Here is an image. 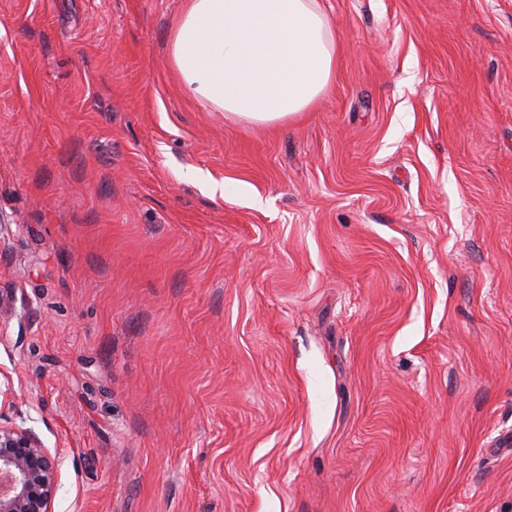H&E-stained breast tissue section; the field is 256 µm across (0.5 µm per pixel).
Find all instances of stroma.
<instances>
[{
    "instance_id": "35a3bbf8",
    "label": "stroma",
    "mask_w": 512,
    "mask_h": 512,
    "mask_svg": "<svg viewBox=\"0 0 512 512\" xmlns=\"http://www.w3.org/2000/svg\"><path fill=\"white\" fill-rule=\"evenodd\" d=\"M186 0H0L4 412L53 512H512V0H319L247 126ZM170 56L185 93L247 125L282 123L325 91L332 22L316 0H186Z\"/></svg>"
}]
</instances>
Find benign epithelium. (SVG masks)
<instances>
[{
	"mask_svg": "<svg viewBox=\"0 0 512 512\" xmlns=\"http://www.w3.org/2000/svg\"><path fill=\"white\" fill-rule=\"evenodd\" d=\"M57 468L31 430L0 412V512H53Z\"/></svg>",
	"mask_w": 512,
	"mask_h": 512,
	"instance_id": "7a95c632",
	"label": "benign epithelium"
}]
</instances>
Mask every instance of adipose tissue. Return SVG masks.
Masks as SVG:
<instances>
[{"label":"adipose tissue","mask_w":512,"mask_h":512,"mask_svg":"<svg viewBox=\"0 0 512 512\" xmlns=\"http://www.w3.org/2000/svg\"><path fill=\"white\" fill-rule=\"evenodd\" d=\"M170 56L187 95L241 123L271 125L323 94L336 45L317 0H187Z\"/></svg>","instance_id":"obj_1"}]
</instances>
